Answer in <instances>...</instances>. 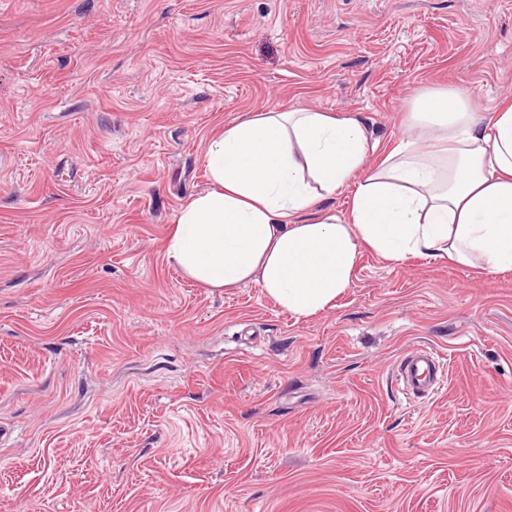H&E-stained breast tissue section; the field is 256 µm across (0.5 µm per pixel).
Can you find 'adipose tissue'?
<instances>
[{"mask_svg":"<svg viewBox=\"0 0 512 512\" xmlns=\"http://www.w3.org/2000/svg\"><path fill=\"white\" fill-rule=\"evenodd\" d=\"M415 143L365 167L366 128L326 112H262L207 145L208 190L175 216L167 259L208 288L255 284L309 317L352 283L361 247L512 270V104L491 117L453 87L415 91ZM349 214L323 207L348 182Z\"/></svg>","mask_w":512,"mask_h":512,"instance_id":"obj_1","label":"adipose tissue"}]
</instances>
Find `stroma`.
I'll use <instances>...</instances> for the list:
<instances>
[{
    "mask_svg": "<svg viewBox=\"0 0 512 512\" xmlns=\"http://www.w3.org/2000/svg\"><path fill=\"white\" fill-rule=\"evenodd\" d=\"M430 85L512 103V0H0V512H512V271L365 246L298 318L164 253L226 126L353 117L375 166ZM441 356L431 348L410 350L399 364L398 376L404 393L410 398L428 399L445 375Z\"/></svg>",
    "mask_w": 512,
    "mask_h": 512,
    "instance_id": "1",
    "label": "stroma"
}]
</instances>
